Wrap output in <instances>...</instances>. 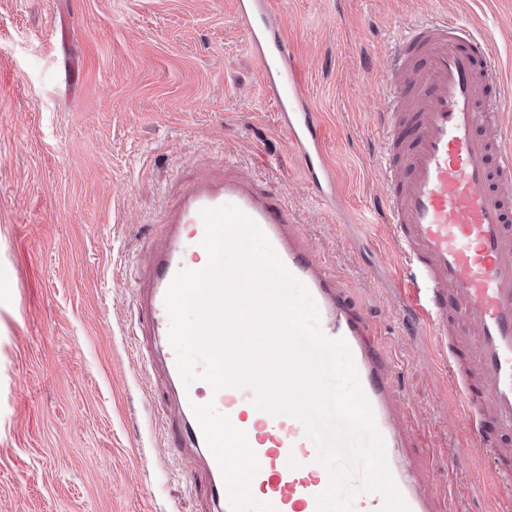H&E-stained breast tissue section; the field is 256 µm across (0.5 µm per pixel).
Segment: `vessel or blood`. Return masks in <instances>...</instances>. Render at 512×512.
I'll list each match as a JSON object with an SVG mask.
<instances>
[{"label": "vessel or blood", "instance_id": "1", "mask_svg": "<svg viewBox=\"0 0 512 512\" xmlns=\"http://www.w3.org/2000/svg\"><path fill=\"white\" fill-rule=\"evenodd\" d=\"M258 57L263 87L287 133L309 191L338 210L340 181L326 159L323 124L293 41L270 21V0H230ZM388 72L390 103L382 125V219L401 273L421 294L422 319L448 345L459 407L495 480L499 512H512V149L496 112L494 53L467 25L439 16L408 26ZM232 203L265 233L276 253L319 302L325 335L344 338L387 447L403 444L395 390L372 329L335 278L292 233L291 208L249 170L224 167L219 187L193 185L166 225L150 260L139 309L152 331L167 334L165 294L204 238L202 209ZM253 389L227 388L209 398L180 391L170 432L183 447L207 451L205 494L214 512H317L327 470L303 424L253 405ZM224 420L216 433L213 417ZM245 451L235 470L228 449ZM411 512H438L435 495L409 468L388 462Z\"/></svg>", "mask_w": 512, "mask_h": 512}]
</instances>
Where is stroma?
I'll return each mask as SVG.
<instances>
[{
    "mask_svg": "<svg viewBox=\"0 0 512 512\" xmlns=\"http://www.w3.org/2000/svg\"><path fill=\"white\" fill-rule=\"evenodd\" d=\"M225 0H0V512H210L172 448L163 385L134 345L159 227L225 163L292 208L294 231L373 322L407 454L450 512H495L448 355L408 304L379 208L386 68L430 15L487 38L512 133V0H272L304 65L343 215L309 191Z\"/></svg>",
    "mask_w": 512,
    "mask_h": 512,
    "instance_id": "obj_1",
    "label": "stroma"
}]
</instances>
